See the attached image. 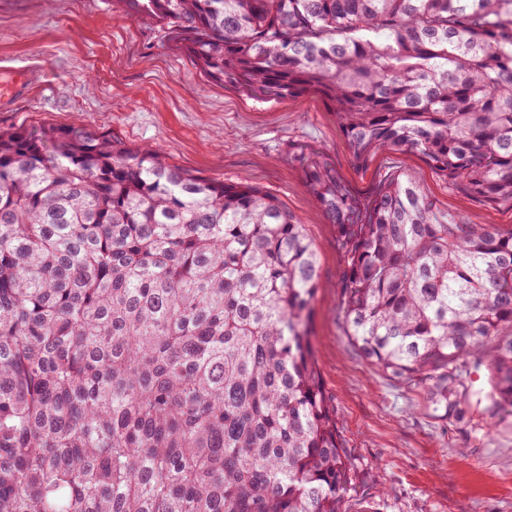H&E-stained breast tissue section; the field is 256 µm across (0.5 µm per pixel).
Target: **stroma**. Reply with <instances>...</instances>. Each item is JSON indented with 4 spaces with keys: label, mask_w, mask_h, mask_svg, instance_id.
<instances>
[{
    "label": "stroma",
    "mask_w": 512,
    "mask_h": 512,
    "mask_svg": "<svg viewBox=\"0 0 512 512\" xmlns=\"http://www.w3.org/2000/svg\"><path fill=\"white\" fill-rule=\"evenodd\" d=\"M28 76L0 128L82 123L136 149L230 185H256L305 224L318 249L311 341L344 446L360 482L347 512H512V416L461 426L435 419L419 392L385 377L343 333L342 256L306 190L300 151L326 155L368 195L386 178L418 177L438 210L471 224L512 225V206L448 187L416 153L358 162L322 98L262 101L199 73L166 28L131 18L117 0H0V71Z\"/></svg>",
    "instance_id": "35a3bbf8"
}]
</instances>
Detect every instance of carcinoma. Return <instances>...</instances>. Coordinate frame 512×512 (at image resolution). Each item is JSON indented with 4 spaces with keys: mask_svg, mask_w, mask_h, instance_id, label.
I'll return each instance as SVG.
<instances>
[{
    "mask_svg": "<svg viewBox=\"0 0 512 512\" xmlns=\"http://www.w3.org/2000/svg\"><path fill=\"white\" fill-rule=\"evenodd\" d=\"M119 2L212 81L323 98L357 161L408 149L512 204V0ZM296 161L349 341L439 420L512 415V227L439 211L413 174L361 197ZM319 268L256 186L86 127L0 129V512H343Z\"/></svg>",
    "mask_w": 512,
    "mask_h": 512,
    "instance_id": "cac0c4a2",
    "label": "carcinoma"
}]
</instances>
